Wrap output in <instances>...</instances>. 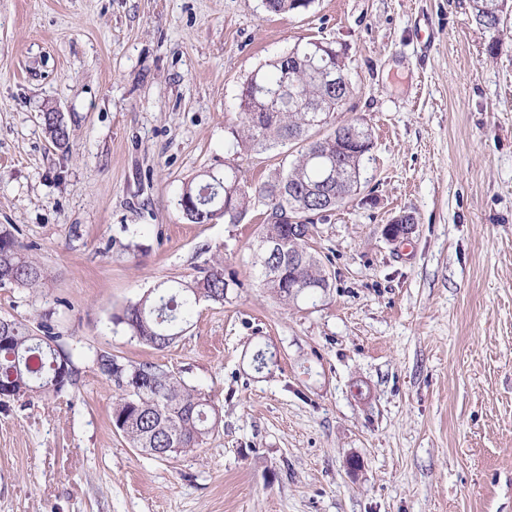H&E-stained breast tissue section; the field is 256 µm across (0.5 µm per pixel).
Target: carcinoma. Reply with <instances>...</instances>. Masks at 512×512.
<instances>
[{"label": "carcinoma", "mask_w": 512, "mask_h": 512, "mask_svg": "<svg viewBox=\"0 0 512 512\" xmlns=\"http://www.w3.org/2000/svg\"><path fill=\"white\" fill-rule=\"evenodd\" d=\"M313 0H263L273 14L303 12ZM497 0H473L472 21L494 34L508 32L493 11ZM303 44L271 60L244 84L237 123L231 130L233 148L244 151L267 150L295 144L298 156L285 171L250 190L239 170L208 171L196 181L183 185L179 205L192 223L224 219L238 223L259 203L265 218L258 238L280 244L257 260L265 286L280 299L296 303L331 287L329 274L321 260L310 251L314 235L312 217L325 218L347 204L359 190L363 156L371 142V132L355 121L337 120L353 94L350 83L328 85L301 52ZM332 58L339 71H348L346 53L332 44L320 50ZM44 125L52 143L69 141L68 128L52 121L46 113ZM328 132L321 133L322 129ZM280 213L305 219L301 237L286 221L272 223ZM24 246L8 229L0 228V286L14 284L38 288L46 277L45 269L30 260ZM236 281L224 276V260L213 258L190 281L161 283L139 301L113 316V323L124 326L143 344L162 350L184 332L193 307L201 302L224 303ZM8 342L0 344V384L45 396L58 395L76 382L71 357L63 355L50 331L35 336L20 322L7 321ZM68 363L66 382L57 380L61 361ZM95 363L105 381L120 391L112 407V421L132 447L154 448L156 458L172 455L174 448L196 449L207 443L220 423L219 410L208 395L186 384L159 365L142 363L135 367L121 364L107 351L96 354Z\"/></svg>", "instance_id": "carcinoma-1"}]
</instances>
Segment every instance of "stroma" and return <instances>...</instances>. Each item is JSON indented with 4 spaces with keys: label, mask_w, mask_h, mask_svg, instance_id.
<instances>
[{
    "label": "stroma",
    "mask_w": 512,
    "mask_h": 512,
    "mask_svg": "<svg viewBox=\"0 0 512 512\" xmlns=\"http://www.w3.org/2000/svg\"><path fill=\"white\" fill-rule=\"evenodd\" d=\"M309 39L351 57L342 117L373 147L310 242L331 287L293 304L262 283L263 206L194 224L178 200L225 162L255 188L295 159L234 151L230 126L248 77ZM403 213L417 228L390 243ZM0 226L47 272L0 287V317L50 324L77 371L0 402V512H512V37L469 0H0ZM217 255L237 285L176 343L113 324ZM100 351L208 393V443L131 447ZM473 4L471 7V19L472 21L488 32L499 35L500 33H511V30L507 29V26H501L502 20L498 21V18L493 11L492 7L495 6L497 1L500 0H471ZM406 215L393 218L389 224H385L383 235L391 243L408 240L415 230V224H407Z\"/></svg>",
    "instance_id": "1"
}]
</instances>
